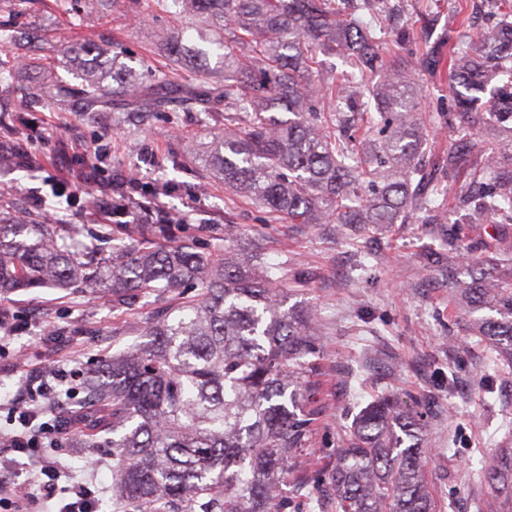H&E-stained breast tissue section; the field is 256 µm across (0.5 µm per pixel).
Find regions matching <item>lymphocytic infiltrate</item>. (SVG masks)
Wrapping results in <instances>:
<instances>
[{"instance_id":"1","label":"lymphocytic infiltrate","mask_w":512,"mask_h":512,"mask_svg":"<svg viewBox=\"0 0 512 512\" xmlns=\"http://www.w3.org/2000/svg\"><path fill=\"white\" fill-rule=\"evenodd\" d=\"M67 379V372L57 369L54 360H46L43 368L27 376L16 395L7 401L12 427L0 430V512H37L48 503L55 512H93L95 493L89 483L75 481L70 486H60V461L39 455L41 449L59 442L60 427L43 422L42 417L60 406L55 386ZM22 457L38 463L36 492L18 491L20 482L13 466Z\"/></svg>"}]
</instances>
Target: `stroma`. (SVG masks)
I'll list each match as a JSON object with an SVG mask.
<instances>
[{
    "label": "stroma",
    "mask_w": 512,
    "mask_h": 512,
    "mask_svg": "<svg viewBox=\"0 0 512 512\" xmlns=\"http://www.w3.org/2000/svg\"><path fill=\"white\" fill-rule=\"evenodd\" d=\"M473 6L472 29L494 24L491 0H389L382 23L404 38L407 51L437 45L457 31L460 11ZM170 0H155L149 15L129 16L122 0L113 6L82 0L81 23L72 26L62 11L37 0H0V25L28 42L18 54L14 82L39 87L46 80L80 87L81 64L68 53L70 40L91 45L107 61L104 76L123 85L131 77L165 68L163 30L183 26ZM166 69V68H165ZM408 73L425 111L439 114L430 131L436 148L452 146L446 116L453 104L448 71L410 63ZM221 115L169 108L145 119H127L112 109L59 110L39 100L27 112H0V134L9 133L19 151L18 169L0 171V217L41 221L54 212L59 223L108 233L113 206L121 221L182 216L198 230L201 248L260 247L277 265L290 304L313 309L320 322L315 346L326 373L321 398L326 413L307 457L313 486L296 498L297 512H335L327 477L340 435L367 403L394 395L422 411L430 448L429 479L437 512H476L490 501L484 481L487 460L512 443V372L458 314L450 297L448 259L441 241L449 224H369L353 236L339 224H288L245 197L206 181L194 148L210 144ZM41 164L27 176L29 162ZM83 191L75 205L57 208L53 191ZM152 299L115 305L95 289L67 292L37 288L0 299L16 331L0 352V363L23 354L26 372L47 356L64 367L86 370L106 356L125 352L154 310ZM55 456L73 476L92 477L98 512H116L112 498V448H80L65 434ZM103 459L95 475L89 456Z\"/></svg>",
    "instance_id": "1"
}]
</instances>
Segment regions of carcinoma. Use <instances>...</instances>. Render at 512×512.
I'll use <instances>...</instances> for the list:
<instances>
[{"instance_id": "cac0c4a2", "label": "carcinoma", "mask_w": 512, "mask_h": 512, "mask_svg": "<svg viewBox=\"0 0 512 512\" xmlns=\"http://www.w3.org/2000/svg\"><path fill=\"white\" fill-rule=\"evenodd\" d=\"M502 20L476 37L448 36V79L457 111L448 113L457 146L438 156L448 178L419 159L436 116L422 112L407 71L384 60L380 31L346 10L349 0H172L212 51L196 63L197 81L171 86L159 70L146 81L108 89L84 69L83 109L99 112L123 95L124 110L224 114L201 159L225 189L290 224H446L444 202L457 180L459 204L480 217L512 219V0ZM0 28V83L15 66ZM216 54L224 70L210 68ZM320 54L350 68L338 81ZM381 72L376 84L370 78ZM39 91L65 105L72 91ZM489 93L482 107L480 95ZM34 90L14 86L3 109L24 112ZM288 113V119L276 116ZM382 138L357 142L358 122ZM486 149L473 156L476 138ZM180 224H121L112 250L83 241L78 224L0 221V294L34 288L97 287L118 304L167 299L145 322L147 341L104 358L83 373L76 411L78 443L112 444L118 477L112 496L133 512H286L280 484H311L300 463L313 447L324 406L315 318L287 306L276 269L258 256L224 250L215 258L175 241ZM478 225L448 230V287L476 333L512 370V242L498 237L484 258L466 254ZM189 283L201 286L190 297ZM422 415L390 395L368 403L353 421L328 475L336 512H436L426 478ZM494 497L512 503V448L485 470Z\"/></svg>"}]
</instances>
